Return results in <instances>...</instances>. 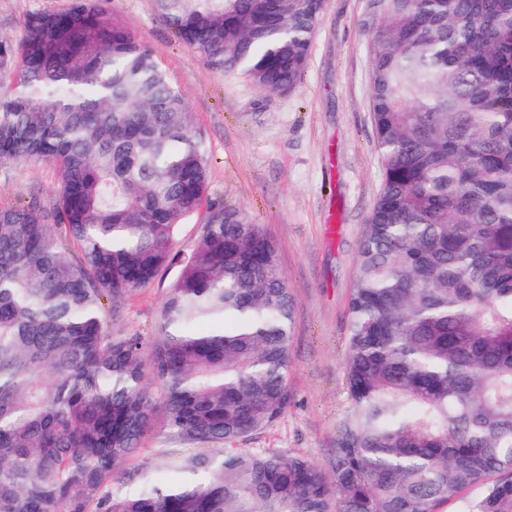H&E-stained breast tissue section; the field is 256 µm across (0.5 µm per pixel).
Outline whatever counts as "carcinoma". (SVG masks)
<instances>
[{"mask_svg":"<svg viewBox=\"0 0 512 512\" xmlns=\"http://www.w3.org/2000/svg\"><path fill=\"white\" fill-rule=\"evenodd\" d=\"M324 6L154 0L209 67L271 95L299 84ZM362 27L382 182L328 474L235 447L291 403L294 301L262 226L208 200L204 140L154 50L99 0L0 37V164L60 173L50 209L0 206V512H512V0H371ZM173 265L147 350L112 320ZM151 378L171 436L208 448L113 497ZM204 210L189 218L180 228L177 236L178 249L187 251L191 249L197 240L200 225L203 222Z\"/></svg>","mask_w":512,"mask_h":512,"instance_id":"obj_1","label":"carcinoma"}]
</instances>
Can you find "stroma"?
<instances>
[{"label":"stroma","instance_id":"35a3bbf8","mask_svg":"<svg viewBox=\"0 0 512 512\" xmlns=\"http://www.w3.org/2000/svg\"><path fill=\"white\" fill-rule=\"evenodd\" d=\"M69 0H0V36L16 39L26 16L61 12ZM113 19L151 46L185 94L207 149L210 200L244 207L274 241L294 300L292 401L271 427L243 440L328 470L348 409L344 357L347 307L357 251L381 184L370 104V58L361 27L365 0H326L298 86L270 95L210 68L182 44L153 0H103ZM60 174L40 163L0 165V205L50 206ZM177 268L129 299L117 328L151 344L156 313ZM164 415L121 466L112 493L168 480Z\"/></svg>","mask_w":512,"mask_h":512}]
</instances>
